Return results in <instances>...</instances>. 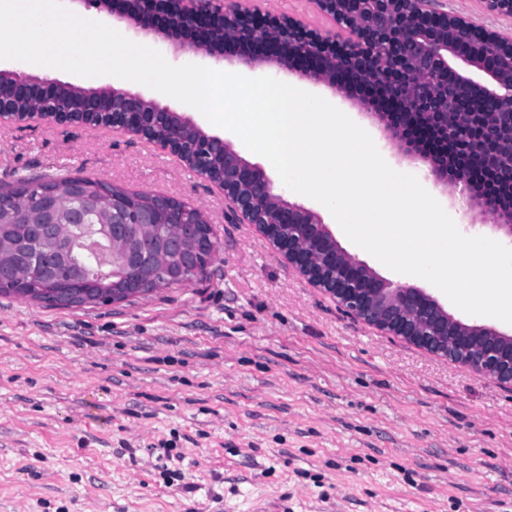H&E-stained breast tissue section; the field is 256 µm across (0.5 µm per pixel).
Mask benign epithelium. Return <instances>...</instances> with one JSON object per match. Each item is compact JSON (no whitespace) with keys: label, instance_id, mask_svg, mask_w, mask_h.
<instances>
[{"label":"benign epithelium","instance_id":"obj_1","mask_svg":"<svg viewBox=\"0 0 512 512\" xmlns=\"http://www.w3.org/2000/svg\"><path fill=\"white\" fill-rule=\"evenodd\" d=\"M436 0H312L315 6L352 34L340 41L289 16L241 9L228 0H97L112 15L174 41L182 53H210L218 46L235 52L249 70L274 68L303 81L330 87L370 115L382 136L415 164L423 180L454 197L468 211H492L496 228L512 239V202L498 203L474 183L476 159L495 180L512 191V38L506 39L472 22L434 7ZM16 97L34 103L55 99L62 83L0 70ZM118 100L112 129L150 138L159 127L170 130L160 145L185 158L184 131L197 134L199 157L224 155L219 172L192 167L224 192L232 215L255 224L265 242L311 285L329 294L367 324L502 385H512V335L448 313L424 288L393 282L376 274L337 242L321 214L287 200L274 190L266 170L246 160L232 143L207 134L189 116L163 108L138 93L102 89L83 112H52L56 124L100 126L107 100ZM420 126L464 162L450 167L448 157L408 137ZM39 233L62 237L60 251H35L28 267L14 273L13 292L32 297L30 279L61 263H74L76 231L106 239L112 267L142 266L135 280L110 276L102 266L94 279L79 278L55 291L61 307L109 304L142 297L168 285L156 272L166 254L201 258L196 276L210 273L216 250L213 225L196 207L165 195L133 212L129 198L98 186V196L81 198L70 220L59 218L54 190L44 192Z\"/></svg>","mask_w":512,"mask_h":512}]
</instances>
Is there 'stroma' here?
<instances>
[{
	"label": "stroma",
	"instance_id": "1",
	"mask_svg": "<svg viewBox=\"0 0 512 512\" xmlns=\"http://www.w3.org/2000/svg\"><path fill=\"white\" fill-rule=\"evenodd\" d=\"M174 65L240 72L64 0ZM250 8L345 29L311 0ZM439 9L512 36L485 0ZM395 169L373 119L323 85ZM91 177L200 208L211 273L129 302L0 295V512H512V386L388 335L312 287L177 156L108 128L0 120V184ZM439 203L466 236L493 214Z\"/></svg>",
	"mask_w": 512,
	"mask_h": 512
}]
</instances>
